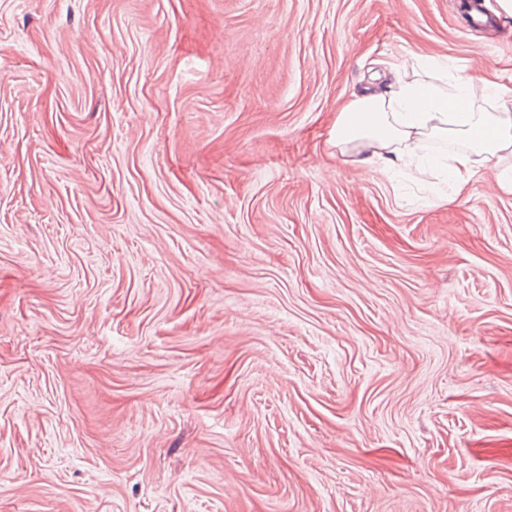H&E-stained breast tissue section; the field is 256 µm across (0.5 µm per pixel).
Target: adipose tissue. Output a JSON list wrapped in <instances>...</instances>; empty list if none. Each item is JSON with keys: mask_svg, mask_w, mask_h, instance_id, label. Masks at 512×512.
I'll list each match as a JSON object with an SVG mask.
<instances>
[{"mask_svg": "<svg viewBox=\"0 0 512 512\" xmlns=\"http://www.w3.org/2000/svg\"><path fill=\"white\" fill-rule=\"evenodd\" d=\"M429 139L460 142L448 157L425 153ZM332 140L340 151L355 150L364 165L413 169L422 178L446 176L462 189L487 171L498 188L512 194V92L450 73L433 74L421 60L405 61L393 82L353 95L336 114Z\"/></svg>", "mask_w": 512, "mask_h": 512, "instance_id": "adipose-tissue-1", "label": "adipose tissue"}]
</instances>
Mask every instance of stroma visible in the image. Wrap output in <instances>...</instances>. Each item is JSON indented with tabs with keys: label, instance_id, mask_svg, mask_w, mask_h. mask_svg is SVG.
Instances as JSON below:
<instances>
[{
	"label": "stroma",
	"instance_id": "35a3bbf8",
	"mask_svg": "<svg viewBox=\"0 0 512 512\" xmlns=\"http://www.w3.org/2000/svg\"><path fill=\"white\" fill-rule=\"evenodd\" d=\"M460 2L0 0V512H512V195L331 141Z\"/></svg>",
	"mask_w": 512,
	"mask_h": 512
}]
</instances>
